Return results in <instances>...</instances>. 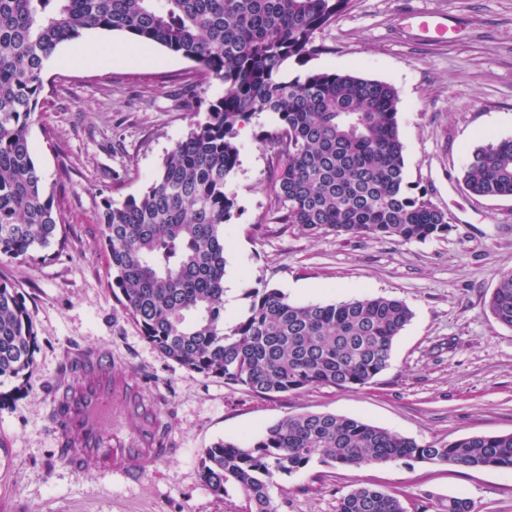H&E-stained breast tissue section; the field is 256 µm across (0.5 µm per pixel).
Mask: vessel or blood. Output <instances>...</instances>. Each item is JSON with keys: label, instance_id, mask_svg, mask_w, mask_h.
Here are the masks:
<instances>
[{"label": "vessel or blood", "instance_id": "obj_1", "mask_svg": "<svg viewBox=\"0 0 512 512\" xmlns=\"http://www.w3.org/2000/svg\"><path fill=\"white\" fill-rule=\"evenodd\" d=\"M94 379L80 392L69 394L58 388L51 394L53 408L65 410L69 428H55L57 445H65L69 436L79 437L78 453L66 454L69 464L79 466L95 461L105 472L117 473L131 482L145 477L154 462L176 454V443L168 435L154 403L146 400L131 383L113 380L112 365L102 354H92ZM121 403L127 415L140 421L138 432L113 440L103 435L102 420L111 417L113 403Z\"/></svg>", "mask_w": 512, "mask_h": 512}]
</instances>
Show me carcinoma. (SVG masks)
Instances as JSON below:
<instances>
[{"label": "carcinoma", "mask_w": 512, "mask_h": 512, "mask_svg": "<svg viewBox=\"0 0 512 512\" xmlns=\"http://www.w3.org/2000/svg\"><path fill=\"white\" fill-rule=\"evenodd\" d=\"M350 0H0V258L63 245L60 206L34 160L29 120L43 72L59 45L92 30L121 32L198 64L224 85L207 118L167 152L138 197L107 199L100 244L126 315L161 355L204 377L270 396L313 387L351 391L389 365L412 311L386 297L293 304L276 288L253 293L247 312L224 321V225L238 210L225 191L239 166V127L258 112L279 126L272 190L280 221L308 232L425 241L448 232V213L405 189L398 96L389 84L349 73L278 79L290 59L321 53L316 34ZM467 189L512 196V139L473 149ZM489 309L512 328V271L499 276ZM36 332L17 288L0 282V379L34 364ZM512 470V434L419 445L386 429L326 412L289 416L238 444L204 450L200 476L224 496L234 481L244 512H277L269 488L314 460L361 467L401 459ZM338 512H407L392 493L361 487ZM441 512H475L465 497Z\"/></svg>", "instance_id": "1"}]
</instances>
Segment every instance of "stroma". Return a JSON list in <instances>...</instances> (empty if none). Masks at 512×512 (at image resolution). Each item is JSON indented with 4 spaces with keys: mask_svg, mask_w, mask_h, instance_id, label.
<instances>
[{
    "mask_svg": "<svg viewBox=\"0 0 512 512\" xmlns=\"http://www.w3.org/2000/svg\"><path fill=\"white\" fill-rule=\"evenodd\" d=\"M423 13L447 18L446 38L420 35L415 17ZM83 40L109 51L86 58L78 43L61 44L29 122L66 245L0 258V281L18 289L37 332L33 368L0 383V512H242L235 483L220 499L201 483L203 449L304 412L357 419L421 445L512 433V328L488 308L499 275L512 271V197H479L463 182L474 148L512 139V0H350L316 35L325 53L287 62L283 72L288 79L351 73L392 85L407 190L447 212L445 234L402 242L280 223L281 206L268 191L275 148L264 139L277 116L257 113L239 130L240 165L226 184L239 205L224 227L226 314L239 319L266 287L293 303L402 301L412 318L393 341L388 367L354 391L252 394L160 355L123 312L99 243L103 200L142 193L224 86L155 44L128 58L131 38L121 32L89 31ZM87 348L133 375L179 445L139 482L92 462L72 469L54 445L49 387L68 355ZM359 487L397 494L409 510L425 504L436 512L463 496L476 512H512V470L416 459L360 468L315 462L275 478L271 496L277 512H337L340 498Z\"/></svg>",
    "mask_w": 512,
    "mask_h": 512,
    "instance_id": "1",
    "label": "stroma"
}]
</instances>
